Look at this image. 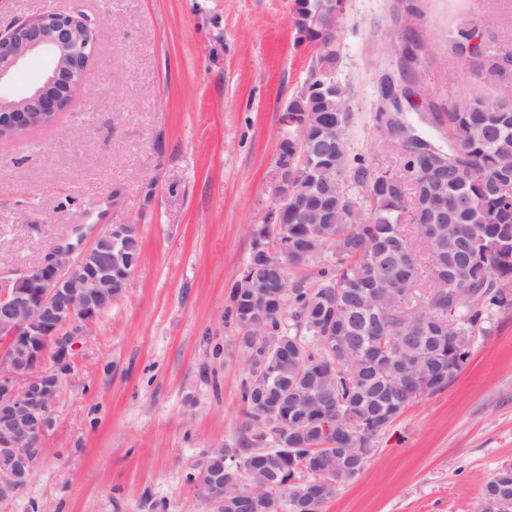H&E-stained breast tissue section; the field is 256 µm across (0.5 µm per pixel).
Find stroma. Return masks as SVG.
Returning a JSON list of instances; mask_svg holds the SVG:
<instances>
[{"mask_svg":"<svg viewBox=\"0 0 512 512\" xmlns=\"http://www.w3.org/2000/svg\"><path fill=\"white\" fill-rule=\"evenodd\" d=\"M419 88L446 111L477 81L448 73L451 20L498 32L512 0H423ZM47 8L89 20L91 82L49 126L0 139V278L43 260L75 228H139L125 292L77 338L29 483L0 512H215L188 473L235 445L245 361L224 307L275 207L289 100L315 49L294 0H0V30ZM396 0H344L338 79L350 91L352 153L383 156L379 76ZM364 471L322 512H475L512 463V309L477 332L440 393L376 440Z\"/></svg>","mask_w":512,"mask_h":512,"instance_id":"1","label":"stroma"}]
</instances>
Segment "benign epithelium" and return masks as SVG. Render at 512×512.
I'll return each mask as SVG.
<instances>
[{
    "instance_id": "obj_1",
    "label": "benign epithelium",
    "mask_w": 512,
    "mask_h": 512,
    "mask_svg": "<svg viewBox=\"0 0 512 512\" xmlns=\"http://www.w3.org/2000/svg\"><path fill=\"white\" fill-rule=\"evenodd\" d=\"M334 42L330 25L311 44L319 56ZM95 52V37L80 13L48 9L0 31V135L21 137L65 111L73 91L90 83ZM32 59L47 62L42 81L18 96L5 95L15 72ZM381 84L386 145L407 148L417 141L399 117L410 83L385 76ZM123 293L112 282V252L94 244L77 254L71 245H58L19 277L0 281V457L7 461L0 469V501L15 497L34 473L75 336ZM201 464L200 496L224 502V472L208 469L205 459Z\"/></svg>"
}]
</instances>
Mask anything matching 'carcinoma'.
<instances>
[{"mask_svg":"<svg viewBox=\"0 0 512 512\" xmlns=\"http://www.w3.org/2000/svg\"><path fill=\"white\" fill-rule=\"evenodd\" d=\"M296 28L333 18L343 0H296ZM506 35L477 23L450 31L448 53L491 82L433 113L448 136L444 178L396 152L393 168L349 151L348 90L339 80L295 96L296 121L277 163L299 206L259 224L226 316L248 366L240 447L215 448L224 467L217 512H321L363 472L375 439L417 398L446 389L468 363L475 331L512 309V69H496ZM141 257L137 229L112 241V278ZM321 263L288 284V266ZM464 272L457 295L431 283L433 263ZM267 296L259 309L254 297ZM318 494H300L304 482ZM512 494V464L484 483L480 503Z\"/></svg>","mask_w":512,"mask_h":512,"instance_id":"1","label":"carcinoma"}]
</instances>
